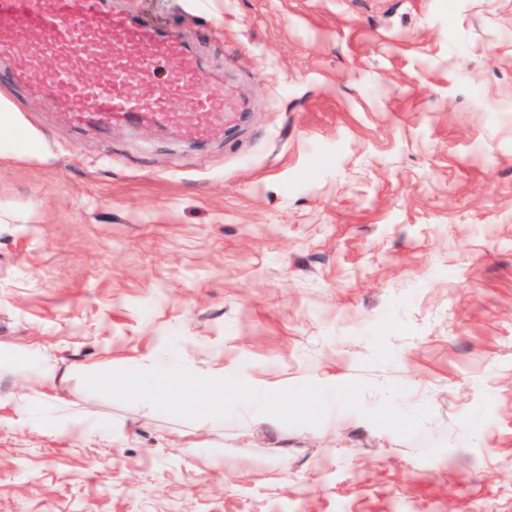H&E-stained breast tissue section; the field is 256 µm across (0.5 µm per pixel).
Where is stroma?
Here are the masks:
<instances>
[{
  "mask_svg": "<svg viewBox=\"0 0 512 512\" xmlns=\"http://www.w3.org/2000/svg\"><path fill=\"white\" fill-rule=\"evenodd\" d=\"M104 5L248 116L68 126L0 80L43 143L0 157V512H512V0ZM178 364L430 414L187 421L84 383Z\"/></svg>",
  "mask_w": 512,
  "mask_h": 512,
  "instance_id": "35a3bbf8",
  "label": "stroma"
}]
</instances>
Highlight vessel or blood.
Here are the masks:
<instances>
[{"label":"vessel or blood","mask_w":512,"mask_h":512,"mask_svg":"<svg viewBox=\"0 0 512 512\" xmlns=\"http://www.w3.org/2000/svg\"><path fill=\"white\" fill-rule=\"evenodd\" d=\"M102 3L0 0V53L18 49L24 59L10 80L45 94L72 124L151 121L205 143L238 119V98L182 65L184 44L176 33L104 12ZM168 60L175 69L157 78L158 64ZM81 71L94 72L95 82L77 84Z\"/></svg>","instance_id":"b4317fda"}]
</instances>
